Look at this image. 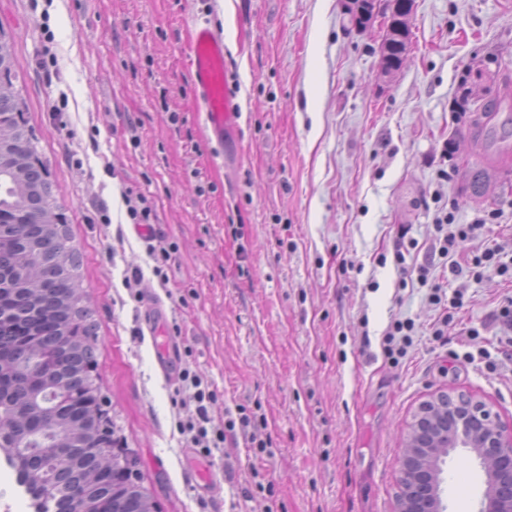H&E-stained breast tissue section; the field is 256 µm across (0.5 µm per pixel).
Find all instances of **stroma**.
<instances>
[{"label":"stroma","mask_w":512,"mask_h":512,"mask_svg":"<svg viewBox=\"0 0 512 512\" xmlns=\"http://www.w3.org/2000/svg\"><path fill=\"white\" fill-rule=\"evenodd\" d=\"M198 18L224 39L242 147L231 162L195 105ZM0 30L80 257L97 383L161 512H395L408 427L440 392L485 401L512 432L497 318L512 277H460L464 306L439 343V307L403 274L428 261L441 280L496 242L512 257V162L483 197L466 194L458 172L479 157L457 114L464 97L473 118L499 102L498 130L512 133V0H416L388 84L383 22L359 30L343 0H0ZM465 66L483 73L470 91ZM126 189L173 245L166 281ZM448 209L458 224L498 218L434 257ZM137 269L133 291L124 278ZM405 318L415 336L395 365L382 337ZM186 371L217 395L213 426L264 418L254 434L268 448L240 433L208 454L192 447L178 430L193 405ZM441 468L444 512H480L479 459L459 448ZM122 198L127 207L128 217L132 224H136V233L141 237L147 236L150 233L148 224H152V208L148 204L147 198L142 194L136 195L133 198L130 191L123 192Z\"/></svg>","instance_id":"obj_1"}]
</instances>
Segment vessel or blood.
Listing matches in <instances>:
<instances>
[{
    "label": "vessel or blood",
    "mask_w": 512,
    "mask_h": 512,
    "mask_svg": "<svg viewBox=\"0 0 512 512\" xmlns=\"http://www.w3.org/2000/svg\"><path fill=\"white\" fill-rule=\"evenodd\" d=\"M189 68L209 135L218 148H225L238 121L235 91L225 71L224 41L208 23L192 25Z\"/></svg>",
    "instance_id": "obj_1"
}]
</instances>
